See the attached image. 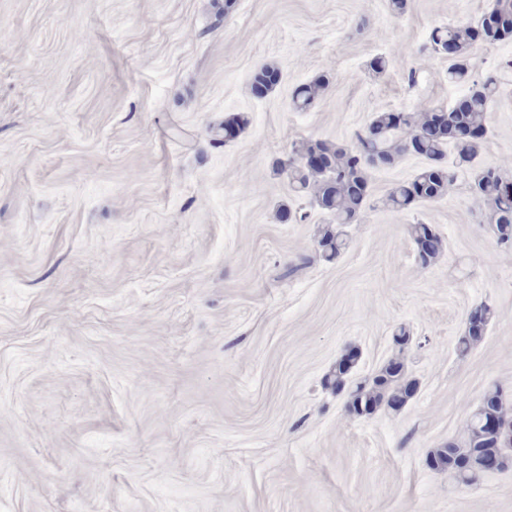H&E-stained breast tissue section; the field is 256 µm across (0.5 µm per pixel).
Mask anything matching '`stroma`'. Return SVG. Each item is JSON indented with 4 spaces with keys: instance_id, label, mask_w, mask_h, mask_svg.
<instances>
[{
    "instance_id": "obj_1",
    "label": "stroma",
    "mask_w": 512,
    "mask_h": 512,
    "mask_svg": "<svg viewBox=\"0 0 512 512\" xmlns=\"http://www.w3.org/2000/svg\"><path fill=\"white\" fill-rule=\"evenodd\" d=\"M489 3L236 0L213 31V0H0V512H512V466L464 486L427 465L489 386L512 403V248L468 184L398 212L379 202L421 160L374 170L327 261L329 215L272 168L298 138L454 103L467 87L430 35ZM268 62L282 81L252 97ZM471 70L500 77L481 152L498 165L512 39ZM320 74L329 92L295 110ZM417 222L445 243L426 267ZM482 304L494 317L460 352ZM401 327L417 394L351 414L327 374L356 348L351 379L371 378ZM330 85L329 77L321 74L306 84L299 86L293 94L295 108L307 110L313 107L326 94ZM318 243L322 257L328 261L337 258L347 246L346 239L342 237V234L329 227L320 232Z\"/></svg>"
}]
</instances>
